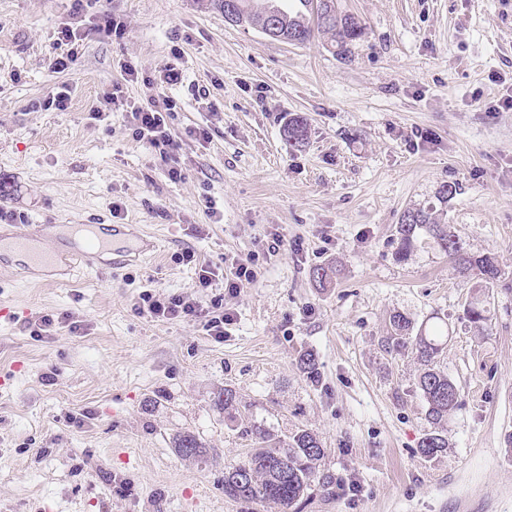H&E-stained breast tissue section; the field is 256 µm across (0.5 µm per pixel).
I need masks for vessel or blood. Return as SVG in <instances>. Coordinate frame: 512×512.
Masks as SVG:
<instances>
[{
	"instance_id": "b4317fda",
	"label": "vessel or blood",
	"mask_w": 512,
	"mask_h": 512,
	"mask_svg": "<svg viewBox=\"0 0 512 512\" xmlns=\"http://www.w3.org/2000/svg\"><path fill=\"white\" fill-rule=\"evenodd\" d=\"M156 249L135 224H64L59 231L0 225V269L20 270L25 282L56 275L116 273Z\"/></svg>"
}]
</instances>
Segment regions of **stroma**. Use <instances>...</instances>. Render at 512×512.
<instances>
[{"label": "stroma", "mask_w": 512, "mask_h": 512, "mask_svg": "<svg viewBox=\"0 0 512 512\" xmlns=\"http://www.w3.org/2000/svg\"><path fill=\"white\" fill-rule=\"evenodd\" d=\"M337 4L364 26L345 60L322 37L273 40L200 0L80 12L73 0H0V207L31 224H140L163 244L113 276L39 287L0 277V512H280L224 495V469L245 460L255 424L282 438L310 429L325 448L291 512H512V110L495 107L512 85V0ZM108 17L123 36L103 32ZM66 23L90 36L57 73ZM172 64L184 80L168 163L124 115ZM64 82L67 109H44ZM116 85L111 118L93 119ZM295 116L309 125L302 147L284 135ZM195 127L209 141L188 136ZM452 182L457 194L441 200ZM409 208L433 209L468 252L494 258L487 323L463 321L472 284L429 234L398 254ZM271 232L285 242L276 254ZM188 247L219 266L259 255L254 286L230 294L219 279L197 294H223V341L200 320L137 311L142 292L187 291ZM317 265L336 270L331 287L311 281ZM396 312L448 322L441 364L459 405L432 458L418 450L431 428L420 366L381 346ZM45 314L83 330L36 340L27 324ZM226 388L231 416L215 402ZM83 411L89 420L73 423ZM184 433L203 456L177 455Z\"/></svg>", "instance_id": "1"}]
</instances>
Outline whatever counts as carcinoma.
Listing matches in <instances>:
<instances>
[{"instance_id": "cac0c4a2", "label": "carcinoma", "mask_w": 512, "mask_h": 512, "mask_svg": "<svg viewBox=\"0 0 512 512\" xmlns=\"http://www.w3.org/2000/svg\"><path fill=\"white\" fill-rule=\"evenodd\" d=\"M239 23L256 29L265 26L268 17L276 15L279 31L290 34L306 43L318 34L326 38L327 45L340 58L351 55L353 42L363 35L358 18L336 6V0H236ZM306 118L297 116L288 121V141L302 146L308 140ZM424 229L436 240L444 253L454 260L459 274L464 278L490 283L499 277V270L490 256H475L464 250L455 235L440 224L429 209L405 210L399 217L396 233L399 253L410 254L416 247L417 231ZM465 319L474 324L488 320L490 309L481 298L480 289L464 307ZM388 336L382 340L384 350L390 354L410 352L422 365L418 388L427 405L426 414L432 424L419 444L420 454L432 458L445 452L448 438L443 434V424L448 414L458 404L456 385L440 365L443 346L448 340V323L435 322L415 327L400 313L389 319ZM257 447L246 460L224 471V495L240 503L261 502L273 504L287 512L304 497L311 487L317 464L324 457V448L317 435L308 429H299L281 441L260 425L248 430ZM174 448L185 457L203 454V447L191 434L176 438Z\"/></svg>"}]
</instances>
